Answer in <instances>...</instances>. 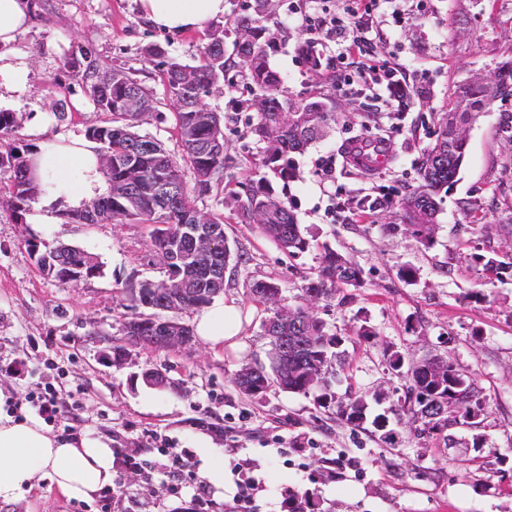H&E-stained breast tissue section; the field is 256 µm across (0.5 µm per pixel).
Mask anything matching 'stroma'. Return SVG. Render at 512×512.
Here are the masks:
<instances>
[{
    "mask_svg": "<svg viewBox=\"0 0 512 512\" xmlns=\"http://www.w3.org/2000/svg\"><path fill=\"white\" fill-rule=\"evenodd\" d=\"M317 0H271L263 20L274 43L270 67L298 100L324 98L334 105L325 139L296 158V176L284 189L309 251L285 255L255 225L224 206L263 152L251 133L256 118L244 90L246 68L231 69L221 91L205 97L224 117V188L195 199L204 212L224 215V232L241 256L224 271V304L240 308L236 346L195 340L176 351L130 347L124 360L102 359L121 338L124 318L142 313L133 288L162 281L166 269L151 249L152 228L140 223L22 224L0 203V388L7 411L33 413L32 398L51 391L61 413L49 420L55 434L104 435L135 456L141 470L119 469L109 504L66 498L50 484L0 512H198L196 498L213 466L212 444L224 450V492L235 490L236 464L249 465L268 489L260 512H278L282 491L309 490L320 512H512V279H498L471 261L480 253L512 256V96L490 103L467 128L468 150L455 183L443 195L428 240L408 234L399 200L419 183V159L433 123L458 86L493 77L512 59V0H381L370 34L369 58L402 65L418 90L402 106L388 105L385 88L339 91L316 81L298 52L313 41L324 61L335 44L312 38L299 14L319 11ZM42 20L17 42L29 64V87L20 96L0 84V109L22 115L16 146L40 145L56 136H85L103 123L79 78L62 70L63 58L89 52L129 68L151 88L156 108L140 134L156 139L173 157L182 154L173 109L164 95L159 61L142 50L162 45L169 56L196 64L203 33H164L142 18L136 0H42ZM401 22H394L393 13ZM63 107L64 122L49 118ZM47 119L44 132L35 117ZM384 136L390 165L364 176L348 174L340 147L357 138ZM336 168L324 175L321 162ZM388 197L382 209L356 217L363 197ZM72 244L98 258L101 276L65 288L46 279L26 242ZM357 263L358 286L330 300L306 296L319 264L320 244ZM275 280L286 305L303 306L344 340L348 384L331 385L322 401L270 389L242 393L238 375L268 362V312L251 292ZM410 361L446 356L476 382L484 416L478 431L459 425L437 435L417 434L403 409L407 379L392 371V353ZM166 372L168 386L144 384L146 368ZM380 395L369 421L352 426L339 418L345 391ZM386 418L384 427L373 416ZM483 446L470 449L472 434ZM186 449L173 459L171 449Z\"/></svg>",
    "mask_w": 512,
    "mask_h": 512,
    "instance_id": "obj_1",
    "label": "stroma"
}]
</instances>
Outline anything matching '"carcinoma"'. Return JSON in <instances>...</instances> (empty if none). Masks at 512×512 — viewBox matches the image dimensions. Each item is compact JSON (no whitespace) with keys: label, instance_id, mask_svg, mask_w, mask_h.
<instances>
[{"label":"carcinoma","instance_id":"obj_1","mask_svg":"<svg viewBox=\"0 0 512 512\" xmlns=\"http://www.w3.org/2000/svg\"><path fill=\"white\" fill-rule=\"evenodd\" d=\"M269 0H252L245 13L233 20L234 55L226 54L224 39L227 29L216 28L199 50L198 63L183 64L174 58L164 63L162 81L169 97L181 103L174 113L175 129L182 146V161H177L152 138L141 135L137 127L143 117L155 109L152 89L144 86L122 65H107L86 52L81 57H66L61 68L80 76L81 86L95 109L109 116L103 126L87 130V137L97 144L101 171L109 190L80 209H67L62 217L74 224L140 222L152 226L151 242L164 266H176L188 293L189 305L203 307L212 302L215 291H224V278H215L207 271L193 267L191 243L186 227L194 224L197 207L188 192L182 174L187 166L195 178L194 192L205 195L220 187L224 177V116L208 110L202 99L224 80L235 66L233 56L243 59L248 88L260 92L255 99L257 122L251 131L265 144L261 169L253 172L240 191H232L225 204L240 211L259 231L290 256L307 252L310 241L302 234L284 193L277 190L266 172L288 183L295 175L294 155L323 136L332 112L324 101H296L283 90V79L271 69L267 47L271 38L261 23ZM310 71L322 69V55L310 42L300 46ZM494 89L483 79L458 87L452 107L439 118L440 137L426 147L420 167L421 184L401 199L411 235L427 239L436 223L440 192L458 177L467 151L466 125L473 113L482 111L497 95L512 91V62L497 68L492 78ZM23 117L0 111V171L11 172L7 185L9 202L17 220L39 199L41 190L31 173L29 156L33 149L19 148L9 139L15 136ZM346 167L362 173L367 170L361 154L348 144L340 147ZM137 165V176L131 177L129 163ZM209 224L217 230L215 240L218 264L225 267L235 259L228 238L224 235V214H209ZM42 241H29L27 247L36 256V263L45 278L62 287L69 286L67 277L73 272L90 280L102 274L98 259L79 247L60 244L41 249ZM484 270L501 277L512 275V261L482 255L474 257ZM360 267L351 260L324 247L319 265L310 278L305 293L315 298L332 299L342 285H355ZM138 284L136 300L149 309L161 310L170 295L160 288ZM293 317L304 327L303 335L314 337V345L288 352V370L282 368L280 346L270 341L268 365L245 370L237 378V386L245 394L255 396L275 386L288 393L308 394L329 387L327 375L335 376L337 336L327 330L322 320L298 307ZM147 314L129 318L123 327L132 326L141 336L152 335ZM450 360L433 356L407 366L405 377L410 382L408 399L413 422L421 423L419 433L438 434L448 424H459L482 413V404L469 399L471 377L459 366L448 368ZM368 404L363 396L348 395L340 416L348 424L361 425L367 419Z\"/></svg>","mask_w":512,"mask_h":512}]
</instances>
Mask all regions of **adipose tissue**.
<instances>
[{
	"label": "adipose tissue",
	"instance_id": "ef3b65f1",
	"mask_svg": "<svg viewBox=\"0 0 512 512\" xmlns=\"http://www.w3.org/2000/svg\"><path fill=\"white\" fill-rule=\"evenodd\" d=\"M150 26L172 32H201L224 14V0H137ZM31 20L29 0H0V73L11 91L26 88L27 66L4 55ZM32 174L44 192L30 217L54 224L65 208H78L99 197L103 175L95 146L82 138L45 142L32 157ZM240 331L235 304H217L195 318L194 332L211 346L233 340ZM112 441L85 435L66 441L53 435L35 415L18 420L0 411V503L21 499L41 482L69 499L89 501L111 488L115 477Z\"/></svg>",
	"mask_w": 512,
	"mask_h": 512
}]
</instances>
